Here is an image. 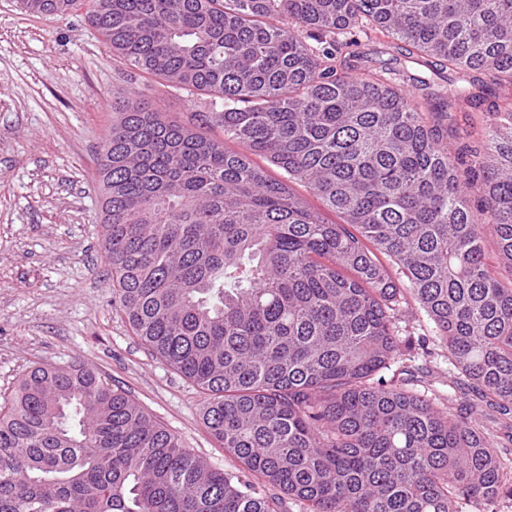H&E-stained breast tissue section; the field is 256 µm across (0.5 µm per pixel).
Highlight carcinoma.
<instances>
[{
	"instance_id": "obj_1",
	"label": "carcinoma",
	"mask_w": 512,
	"mask_h": 512,
	"mask_svg": "<svg viewBox=\"0 0 512 512\" xmlns=\"http://www.w3.org/2000/svg\"><path fill=\"white\" fill-rule=\"evenodd\" d=\"M21 4L61 17L89 5L142 79L112 102L100 155L112 282L135 335L208 395L204 424L240 473L93 370L38 366L0 402V512H280L286 497L305 512H461L512 497V428L497 448L473 421L512 413V0ZM358 24L456 71L455 87L349 75ZM484 71L507 123L452 154L425 114L473 105ZM156 86L195 97L224 138L167 121ZM488 235L508 281L485 262ZM409 297L474 400L440 408L407 370L380 375ZM291 186H292L294 193L296 195H298L299 197H301L311 209L321 212L326 221H328L329 223H342L343 222L342 216L325 209L321 200L318 199L312 193V191H310V189L307 186H305L303 183L296 182V183H292Z\"/></svg>"
}]
</instances>
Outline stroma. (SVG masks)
Instances as JSON below:
<instances>
[{"label": "stroma", "instance_id": "35a3bbf8", "mask_svg": "<svg viewBox=\"0 0 512 512\" xmlns=\"http://www.w3.org/2000/svg\"><path fill=\"white\" fill-rule=\"evenodd\" d=\"M356 50L370 70L405 68L438 89L452 77L383 36H358ZM131 88L86 11L35 15L19 0H0V395L33 367L81 364L125 390L191 453L235 472L238 462L202 420L204 393L135 336L112 286L98 161L112 102ZM489 108L485 100L449 113V150L483 141L496 119ZM399 326L402 345L422 337L428 348L395 360L385 377L424 371L429 396L447 398L448 353L417 302Z\"/></svg>", "mask_w": 512, "mask_h": 512}]
</instances>
